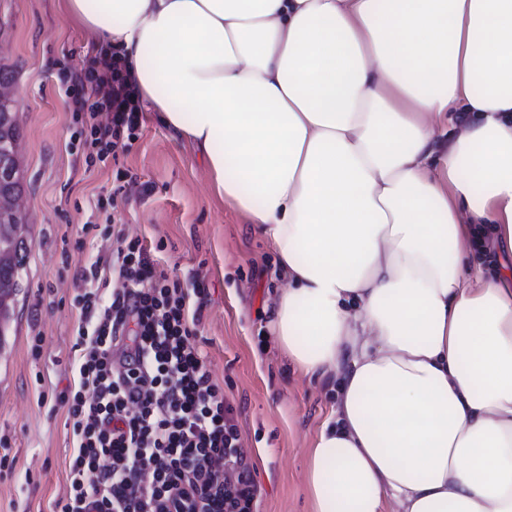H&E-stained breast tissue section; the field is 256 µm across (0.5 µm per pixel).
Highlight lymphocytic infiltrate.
Returning <instances> with one entry per match:
<instances>
[{
  "label": "lymphocytic infiltrate",
  "instance_id": "1",
  "mask_svg": "<svg viewBox=\"0 0 512 512\" xmlns=\"http://www.w3.org/2000/svg\"><path fill=\"white\" fill-rule=\"evenodd\" d=\"M67 147L93 167L138 137L143 107L120 50L64 71ZM69 488L48 512H234L257 500L235 407L193 344L208 290L184 287L138 240L80 268Z\"/></svg>",
  "mask_w": 512,
  "mask_h": 512
}]
</instances>
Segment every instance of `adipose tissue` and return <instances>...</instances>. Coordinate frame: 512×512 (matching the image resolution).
Instances as JSON below:
<instances>
[{
    "instance_id": "1",
    "label": "adipose tissue",
    "mask_w": 512,
    "mask_h": 512,
    "mask_svg": "<svg viewBox=\"0 0 512 512\" xmlns=\"http://www.w3.org/2000/svg\"><path fill=\"white\" fill-rule=\"evenodd\" d=\"M273 249L312 512H512V0H63Z\"/></svg>"
}]
</instances>
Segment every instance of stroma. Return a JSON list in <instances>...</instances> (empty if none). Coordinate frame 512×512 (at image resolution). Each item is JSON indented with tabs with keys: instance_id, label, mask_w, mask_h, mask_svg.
<instances>
[{
	"instance_id": "stroma-1",
	"label": "stroma",
	"mask_w": 512,
	"mask_h": 512,
	"mask_svg": "<svg viewBox=\"0 0 512 512\" xmlns=\"http://www.w3.org/2000/svg\"><path fill=\"white\" fill-rule=\"evenodd\" d=\"M95 41L64 18L59 0H0V68L20 96V160L27 190L28 256L16 315L0 347V512H45L66 491L71 447L62 412L39 395L71 380L75 276L95 256L81 227L96 220L117 170L136 182L117 228L147 245L160 267L206 283L195 344L238 412L241 447L254 465L258 512H311L307 452L330 413L324 388L267 335L279 280L275 255L248 218L213 192L198 150L145 112L118 163L87 168L67 147L71 114L62 68L93 55ZM43 337L40 352L33 337Z\"/></svg>"
}]
</instances>
